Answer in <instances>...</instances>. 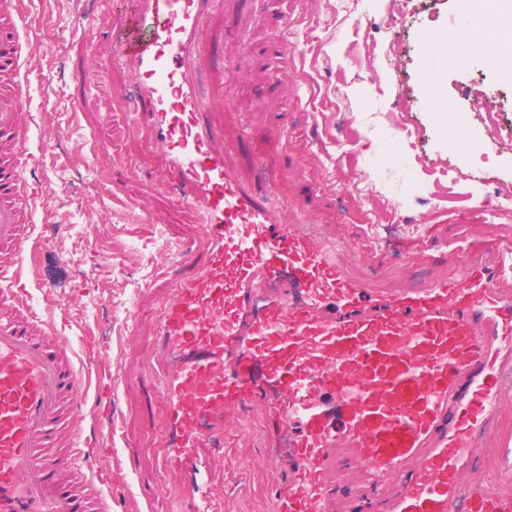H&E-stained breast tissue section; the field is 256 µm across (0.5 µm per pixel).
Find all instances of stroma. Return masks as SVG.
Masks as SVG:
<instances>
[{
	"label": "stroma",
	"mask_w": 512,
	"mask_h": 512,
	"mask_svg": "<svg viewBox=\"0 0 512 512\" xmlns=\"http://www.w3.org/2000/svg\"><path fill=\"white\" fill-rule=\"evenodd\" d=\"M82 2L78 11L73 0H32L27 10L22 39L43 157L24 177L50 203L33 216L40 241L28 260L32 275L53 286L56 322L106 336L127 375L112 401L118 493L137 495L140 512H169L181 476L162 456L151 350L160 308L183 268L161 252L199 249L200 223L178 203L146 127L121 97L130 68L112 63L118 41L109 24L127 0ZM462 23L458 0H416L407 15L395 0H301L294 14L285 0H238L236 16L220 4L208 19L197 80L203 98L218 103L212 118L224 128L230 162L251 177L236 147L241 133L260 144L280 141L264 154L280 195L302 200L308 224L345 243L348 272L379 292L441 276L442 267L421 259L440 245L485 251L512 241V218L491 211L468 224L460 215L512 192V145L478 116L484 102L512 122V78L488 61L440 69L438 90L454 117L479 134L474 154L449 147L445 118L423 81V44ZM87 26L100 32L94 42L72 39L74 28ZM393 234L415 239L410 258H380L378 238ZM240 417L249 429L226 433L209 484L224 512H269L286 472L267 457L263 411ZM509 433L512 399L472 449L470 471L512 479V456L497 447ZM143 491L149 500L140 499Z\"/></svg>",
	"instance_id": "obj_1"
}]
</instances>
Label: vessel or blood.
Listing matches in <instances>:
<instances>
[{
    "label": "vessel or blood",
    "mask_w": 512,
    "mask_h": 512,
    "mask_svg": "<svg viewBox=\"0 0 512 512\" xmlns=\"http://www.w3.org/2000/svg\"><path fill=\"white\" fill-rule=\"evenodd\" d=\"M215 2L134 0L121 20L120 56L134 66L123 93L202 229L153 342L162 447L183 475L174 512H223L205 451L254 405L271 456L286 460L273 512H331L340 451L364 464L348 501L393 471L389 512H512L511 485L487 492L462 468L512 382V242L486 257L440 246L430 259L444 275L369 297L341 244L277 220L282 200L244 183L221 148L192 76ZM25 16L0 0V66L12 78L0 90V301L13 305L0 317V512H112L111 472L90 461L112 447L110 403L126 375L110 355L77 354L23 285L31 217L47 205L22 177L33 156ZM90 388L102 405L92 440L62 421L64 401Z\"/></svg>",
    "instance_id": "obj_1"
}]
</instances>
